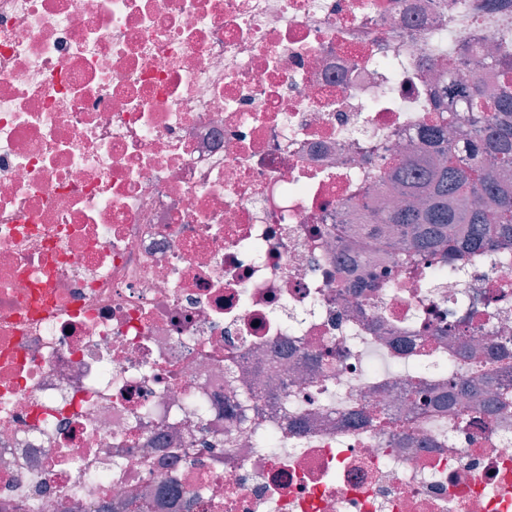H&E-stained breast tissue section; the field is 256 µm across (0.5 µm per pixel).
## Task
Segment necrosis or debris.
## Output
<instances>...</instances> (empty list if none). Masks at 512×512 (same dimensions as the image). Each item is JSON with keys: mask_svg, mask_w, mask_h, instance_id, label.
<instances>
[{"mask_svg": "<svg viewBox=\"0 0 512 512\" xmlns=\"http://www.w3.org/2000/svg\"><path fill=\"white\" fill-rule=\"evenodd\" d=\"M443 27L481 79L455 0H0V512H512V248L345 267ZM458 383L461 386L460 391H448L446 395H441L439 397H433L419 385L415 386L414 390L411 392V395L416 397L418 401L422 398V401L425 404L438 408H448L449 405L462 402L463 399H467L469 401L478 399L479 403H482L485 397H487V401L493 400L496 397V395H492V392L490 391L480 392L472 388L469 390L468 388L470 382L467 378L461 377ZM463 386L466 387L463 388Z\"/></svg>", "mask_w": 512, "mask_h": 512, "instance_id": "obj_1", "label": "necrosis or debris"}]
</instances>
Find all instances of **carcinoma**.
<instances>
[{
  "instance_id": "1",
  "label": "carcinoma",
  "mask_w": 512,
  "mask_h": 512,
  "mask_svg": "<svg viewBox=\"0 0 512 512\" xmlns=\"http://www.w3.org/2000/svg\"><path fill=\"white\" fill-rule=\"evenodd\" d=\"M500 21L492 54L475 62L493 72L494 83L450 78L441 84L435 105L452 122L443 118L426 128L421 148L385 170L402 202L387 210L364 205L360 249L381 245L392 224L409 225L411 247L399 257L406 270L421 258L440 255L451 265L461 252L512 246V17ZM459 385L439 397L418 385L411 395L438 408L494 399L469 388L464 377Z\"/></svg>"
}]
</instances>
